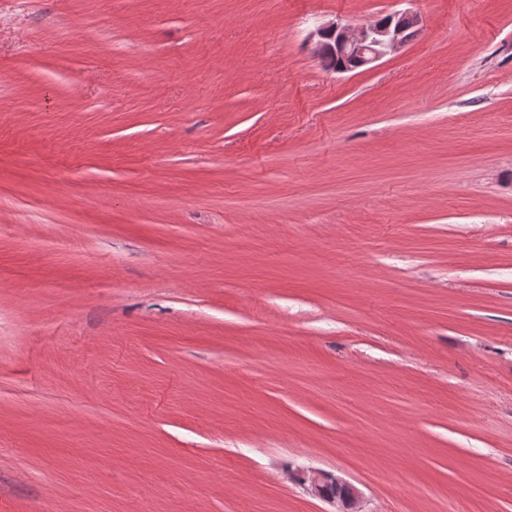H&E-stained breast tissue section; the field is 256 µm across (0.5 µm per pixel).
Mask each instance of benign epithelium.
I'll use <instances>...</instances> for the list:
<instances>
[{
    "label": "benign epithelium",
    "mask_w": 512,
    "mask_h": 512,
    "mask_svg": "<svg viewBox=\"0 0 512 512\" xmlns=\"http://www.w3.org/2000/svg\"><path fill=\"white\" fill-rule=\"evenodd\" d=\"M401 17L414 21V16L406 12H394L384 22L375 21L357 29L335 22L319 27L311 33V37L316 39L315 54L321 60L329 54H336L351 60L356 69L373 64L405 45L406 39L399 24ZM301 482L313 496L323 500L327 499L325 487L335 486L343 491V497L336 498L339 512H344L345 502L350 504L352 512H358L362 494L346 480L326 472L310 470L301 475Z\"/></svg>",
    "instance_id": "benign-epithelium-1"
}]
</instances>
